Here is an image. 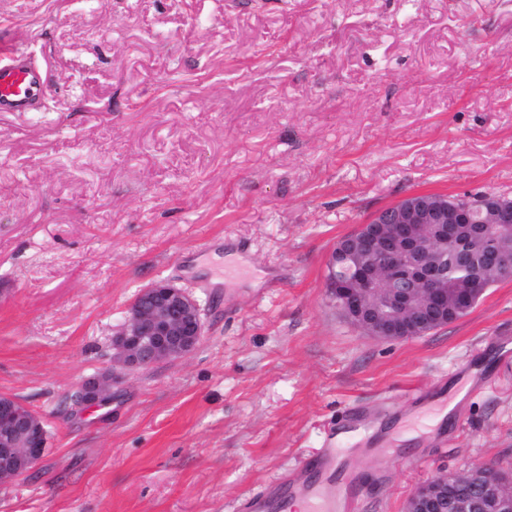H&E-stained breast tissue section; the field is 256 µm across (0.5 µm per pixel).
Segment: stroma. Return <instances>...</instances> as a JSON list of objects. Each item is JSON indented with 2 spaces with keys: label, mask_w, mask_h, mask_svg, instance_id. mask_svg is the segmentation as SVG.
Masks as SVG:
<instances>
[{
  "label": "stroma",
  "mask_w": 512,
  "mask_h": 512,
  "mask_svg": "<svg viewBox=\"0 0 512 512\" xmlns=\"http://www.w3.org/2000/svg\"><path fill=\"white\" fill-rule=\"evenodd\" d=\"M0 45L47 75L0 112V395L48 431L0 512H242L335 449L356 512L512 471V279L409 340L329 299L336 241L418 192L512 197V0H0ZM231 250L247 267L209 273ZM203 309L188 356L112 366L135 294ZM489 376L462 418L402 440L413 396ZM113 383V371L91 377L68 395V403L79 411L89 407H107L112 404Z\"/></svg>",
  "instance_id": "stroma-1"
}]
</instances>
